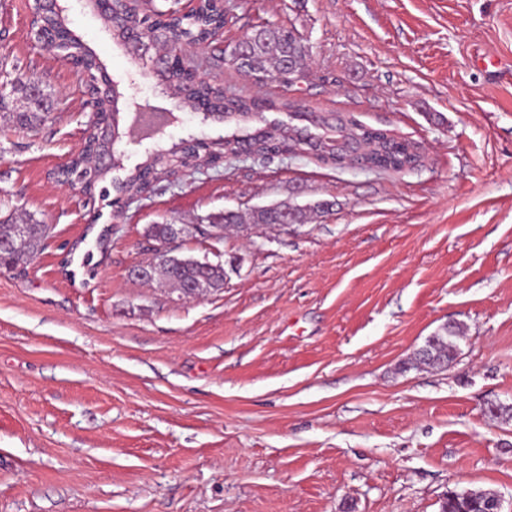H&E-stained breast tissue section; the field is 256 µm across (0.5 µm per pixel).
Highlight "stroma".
Returning <instances> with one entry per match:
<instances>
[{"label": "stroma", "instance_id": "obj_1", "mask_svg": "<svg viewBox=\"0 0 512 512\" xmlns=\"http://www.w3.org/2000/svg\"><path fill=\"white\" fill-rule=\"evenodd\" d=\"M199 51L226 94L297 101L416 143L417 165L237 157L115 210L50 179L91 114L80 72L0 0V77L52 95L34 132L0 115V190L50 225L0 269V512H440L449 491L512 502V0H229ZM311 48L296 85L220 59L254 25ZM69 27L112 77L134 65L90 10ZM233 126L178 112L160 146ZM328 200L307 224H249L219 246L224 287L178 298L131 271L147 225ZM465 334L445 368L413 353ZM464 335L461 325H444L433 336H430L424 346L431 348L437 360L453 362L456 356V340Z\"/></svg>", "mask_w": 512, "mask_h": 512}]
</instances>
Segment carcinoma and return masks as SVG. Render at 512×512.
Returning a JSON list of instances; mask_svg holds the SVG:
<instances>
[{
    "label": "carcinoma",
    "mask_w": 512,
    "mask_h": 512,
    "mask_svg": "<svg viewBox=\"0 0 512 512\" xmlns=\"http://www.w3.org/2000/svg\"><path fill=\"white\" fill-rule=\"evenodd\" d=\"M123 26L115 29L114 40H124L127 32L142 26L148 27L157 36L176 26L182 29L185 46L174 53V62L156 72L155 76L175 95L183 106L193 109L208 106L206 117L233 124L245 131L243 135L233 134L223 140L194 142L179 150L157 148V154L145 156L126 181L115 185L122 195H142L154 192L153 182L166 178L168 167L179 161L185 167L192 166L196 156H204L211 165L234 156L243 150L266 155L282 147L308 143L313 146L318 141L315 130L325 124L316 112H293L292 104L286 100L232 96L224 93V87L210 83L192 73L183 63L193 60L192 52L208 36L224 28L227 8L216 0H199L197 6L187 14L176 9H140L139 0H127L121 5ZM310 58V48L304 38L293 28H285L272 23L256 25L252 31L239 40L229 52L223 53L222 60L227 68L251 77L257 83L278 81L285 76L284 65L294 66L293 73L302 72V66ZM5 91L0 94V112L9 116L14 126L21 131H33L46 118L43 104L30 101L24 86L16 81L3 83ZM288 110L289 123H274L263 127L250 128L249 123L264 121L268 111ZM302 121L304 126L293 124ZM349 135L357 137L356 150L360 158L379 169L398 171L402 160L409 162L414 156L407 154L410 144L399 142L381 130L373 129L354 121L336 119ZM98 126L90 125L85 130L84 150L73 156L64 168L65 174L77 182H84L83 192L94 196L98 184L104 178L96 177L84 164L90 152L98 151ZM333 203L319 200L312 204L299 205L290 201H280L258 207L249 213L248 218L236 210H224L205 217L202 234L221 242L224 230L231 225L247 220L251 224H306L313 214H325ZM179 225L174 220H164L147 228L148 236L158 243H171L179 238ZM49 225L28 216L20 221L15 212L0 213V267H9L23 257L37 254L43 240L49 235ZM175 259L157 264L151 281L167 284L180 289L186 284L197 283L204 293L211 294L224 288V269L205 268L193 262V257L182 253L181 245H176ZM464 335L458 324L445 325L426 341L436 359L452 363L456 356V340Z\"/></svg>",
    "instance_id": "1"
}]
</instances>
